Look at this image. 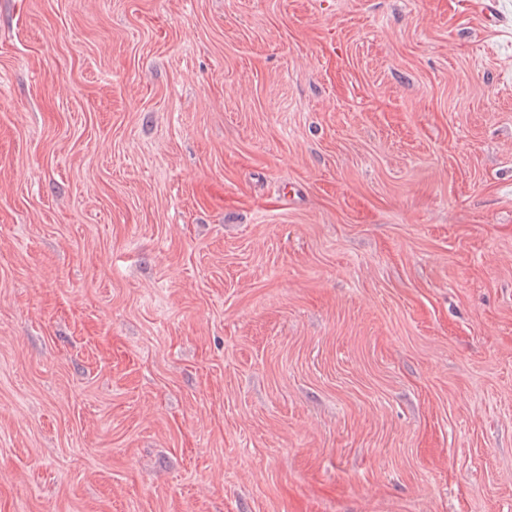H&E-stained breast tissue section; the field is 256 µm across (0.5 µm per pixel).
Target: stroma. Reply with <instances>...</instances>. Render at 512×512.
<instances>
[{"label": "stroma", "mask_w": 512, "mask_h": 512, "mask_svg": "<svg viewBox=\"0 0 512 512\" xmlns=\"http://www.w3.org/2000/svg\"><path fill=\"white\" fill-rule=\"evenodd\" d=\"M0 0V512H512V0Z\"/></svg>", "instance_id": "1"}]
</instances>
